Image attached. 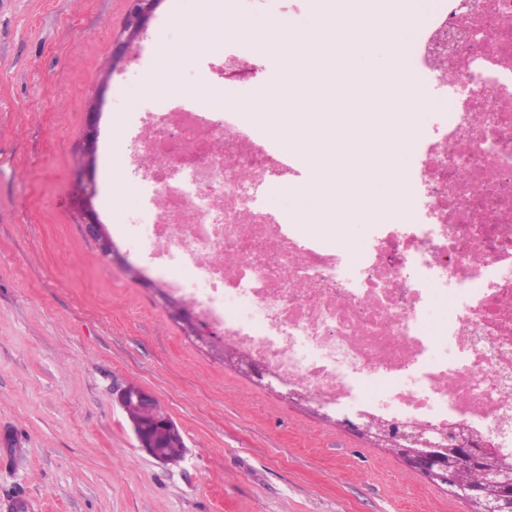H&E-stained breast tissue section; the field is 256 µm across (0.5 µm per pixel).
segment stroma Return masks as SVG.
I'll list each match as a JSON object with an SVG mask.
<instances>
[{
	"mask_svg": "<svg viewBox=\"0 0 512 512\" xmlns=\"http://www.w3.org/2000/svg\"><path fill=\"white\" fill-rule=\"evenodd\" d=\"M314 0H162L127 58L112 53L128 0H0V512H471L397 456L295 405L189 335L134 249L106 263L74 208L80 145L103 97L94 206L107 228L138 209L122 161L147 104L194 95L197 33L257 59L226 84L263 100L284 73L222 34L233 14L302 27ZM151 391L189 453L141 451L113 382Z\"/></svg>",
	"mask_w": 512,
	"mask_h": 512,
	"instance_id": "obj_1",
	"label": "stroma"
}]
</instances>
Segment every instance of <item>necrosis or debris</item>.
Returning a JSON list of instances; mask_svg holds the SVG:
<instances>
[{
  "instance_id": "4bbe7bcc",
  "label": "necrosis or debris",
  "mask_w": 512,
  "mask_h": 512,
  "mask_svg": "<svg viewBox=\"0 0 512 512\" xmlns=\"http://www.w3.org/2000/svg\"><path fill=\"white\" fill-rule=\"evenodd\" d=\"M400 21L415 28V92L451 109L408 131L410 174L395 189L407 212L374 225L360 261L325 226L270 211L298 172L225 117L219 76L139 113L124 164L141 207L112 236L290 392L389 429L462 423L512 458V0H430ZM438 334L450 356H436ZM381 376L391 387L366 396Z\"/></svg>"
}]
</instances>
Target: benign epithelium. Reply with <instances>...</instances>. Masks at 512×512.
<instances>
[{"label": "benign epithelium", "mask_w": 512, "mask_h": 512, "mask_svg": "<svg viewBox=\"0 0 512 512\" xmlns=\"http://www.w3.org/2000/svg\"><path fill=\"white\" fill-rule=\"evenodd\" d=\"M126 30L127 38L113 53V65L125 59L130 45L143 32L162 0H129ZM103 100L90 112L84 131L85 153L93 157L97 153L99 121ZM87 179L79 184L81 190V218L86 235L94 240L102 258L110 262L115 254L112 241L105 231L92 199L95 196L93 170L86 166ZM112 394L132 425V433L138 447L161 464L167 460L160 452L163 441L181 433L173 418L160 406L157 398L144 388L128 383L113 384ZM348 427L381 445L397 447V456L410 469L418 472L438 487H454L467 501L471 512H512V460L497 457L472 439L464 425L446 430L423 428L391 439L367 422H350ZM465 461L481 475L479 481L468 483L456 474L458 461Z\"/></svg>", "instance_id": "obj_1"}]
</instances>
